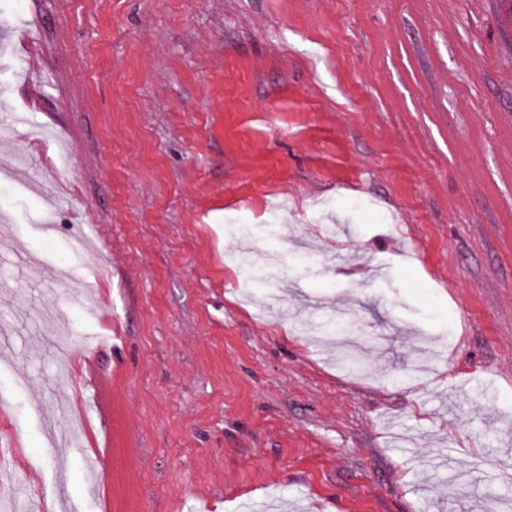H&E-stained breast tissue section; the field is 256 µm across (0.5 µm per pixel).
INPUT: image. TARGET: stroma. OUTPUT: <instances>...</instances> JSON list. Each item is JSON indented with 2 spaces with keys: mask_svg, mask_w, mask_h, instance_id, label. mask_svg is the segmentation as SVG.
<instances>
[{
  "mask_svg": "<svg viewBox=\"0 0 512 512\" xmlns=\"http://www.w3.org/2000/svg\"><path fill=\"white\" fill-rule=\"evenodd\" d=\"M0 10V496L512 512V0Z\"/></svg>",
  "mask_w": 512,
  "mask_h": 512,
  "instance_id": "1",
  "label": "stroma"
}]
</instances>
